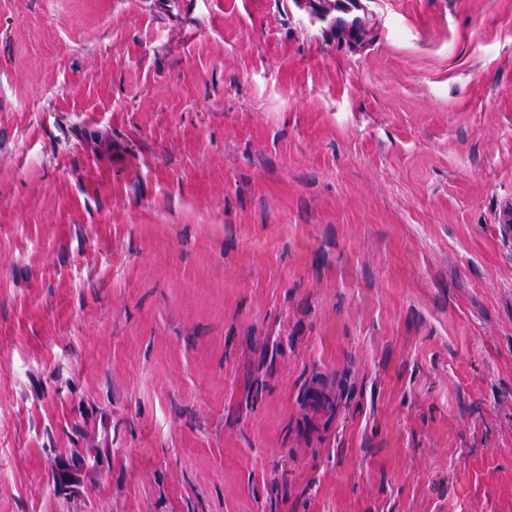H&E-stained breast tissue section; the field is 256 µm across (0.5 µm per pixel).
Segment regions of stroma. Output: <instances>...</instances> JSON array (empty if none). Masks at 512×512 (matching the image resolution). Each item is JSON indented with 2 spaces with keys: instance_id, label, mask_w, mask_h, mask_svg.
<instances>
[{
  "instance_id": "35a3bbf8",
  "label": "stroma",
  "mask_w": 512,
  "mask_h": 512,
  "mask_svg": "<svg viewBox=\"0 0 512 512\" xmlns=\"http://www.w3.org/2000/svg\"><path fill=\"white\" fill-rule=\"evenodd\" d=\"M0 512H512V0H0ZM104 461L101 456L93 457L83 464L74 463L68 456L57 457L53 463V483L56 489L68 491L69 495H78L86 474L101 472Z\"/></svg>"
}]
</instances>
